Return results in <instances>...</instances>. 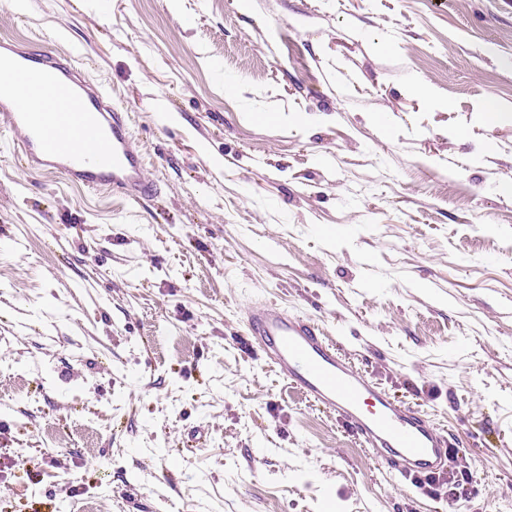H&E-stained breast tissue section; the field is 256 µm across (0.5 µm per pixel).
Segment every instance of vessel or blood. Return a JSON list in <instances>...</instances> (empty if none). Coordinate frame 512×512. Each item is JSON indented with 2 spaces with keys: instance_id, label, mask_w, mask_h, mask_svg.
<instances>
[{
  "instance_id": "vessel-or-blood-1",
  "label": "vessel or blood",
  "mask_w": 512,
  "mask_h": 512,
  "mask_svg": "<svg viewBox=\"0 0 512 512\" xmlns=\"http://www.w3.org/2000/svg\"><path fill=\"white\" fill-rule=\"evenodd\" d=\"M21 81L34 86L26 108L10 96ZM0 127L19 132V152L30 171L59 174L134 202L157 193L131 145L127 112L112 107L65 54L0 40ZM88 138L102 148L96 157L75 149ZM248 331L279 374L334 412L388 473L407 478L447 469L448 438L428 414L394 402L336 352L316 322L265 305L250 313Z\"/></svg>"
}]
</instances>
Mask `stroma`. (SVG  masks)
Returning a JSON list of instances; mask_svg holds the SVG:
<instances>
[{"label":"stroma","instance_id":"obj_1","mask_svg":"<svg viewBox=\"0 0 512 512\" xmlns=\"http://www.w3.org/2000/svg\"><path fill=\"white\" fill-rule=\"evenodd\" d=\"M250 3L0 0L159 185L28 171L0 129V512H512V0ZM267 302L446 431L453 496L249 345Z\"/></svg>","mask_w":512,"mask_h":512}]
</instances>
